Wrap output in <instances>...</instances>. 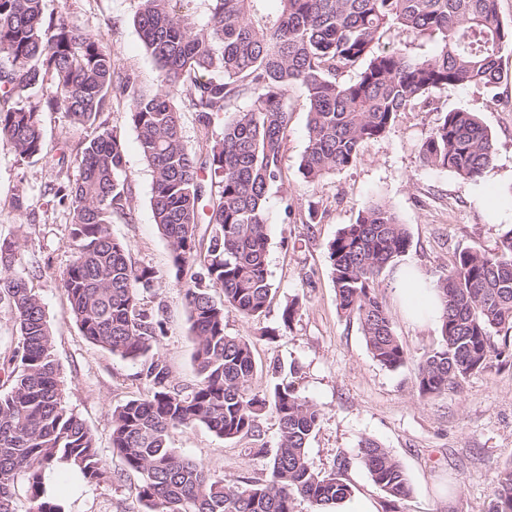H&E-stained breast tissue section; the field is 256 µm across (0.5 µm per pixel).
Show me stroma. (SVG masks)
Returning <instances> with one entry per match:
<instances>
[{
  "instance_id": "stroma-1",
  "label": "stroma",
  "mask_w": 512,
  "mask_h": 512,
  "mask_svg": "<svg viewBox=\"0 0 512 512\" xmlns=\"http://www.w3.org/2000/svg\"><path fill=\"white\" fill-rule=\"evenodd\" d=\"M43 4L45 15L64 16L71 26L102 36L122 70L134 73L143 85L154 84L155 64L132 22L133 0ZM500 64L502 79L494 90L468 85L436 94L438 112L475 113L493 136L496 159L489 178L476 186L421 162L419 146L438 112L401 113L387 136L364 145L354 166L314 185L304 182L298 166L307 145V107L301 89L290 91L286 180L282 192L271 194L267 203L266 264L274 290L259 319L234 313L224 319L226 334L252 342L254 391L273 385L272 365L294 367L297 392L322 413L308 446L310 463L322 472L343 467L353 497L369 500L374 512H386L388 502L362 462L363 438L380 441L403 466L412 492L401 512H486L497 472L512 462V365L495 360L445 393L420 395L414 364L381 367L358 324L340 312L328 258L329 242L343 225L355 222L361 205L370 200L390 205L408 229L409 247L396 266H416L428 279L442 275L456 251L496 247L512 228V209L491 214L492 201L512 190V48L502 52ZM103 117L124 138L133 207L132 220L113 218L111 233L127 244L135 265L155 271L142 298L147 307L163 310L165 334L157 353L177 382L194 384L195 341L171 252L154 224L152 170L139 151L125 106L109 103ZM41 119L47 159L17 165L9 145L0 140V238L21 243L16 269L45 306L66 408L84 421L104 460L116 469L120 463L111 454L112 410L146 397L142 364L113 355L80 333L61 284L72 259L71 217L43 194L56 177L53 157L63 148L75 151L94 131L71 125L60 112L43 113ZM18 194L25 198V210L12 206ZM312 205L318 209L315 224L306 221ZM392 278V272L383 273L376 292L398 340L420 356L438 345L440 326L408 319ZM296 297L302 300L301 311L291 329H282V309ZM273 328L280 334L271 339L266 332ZM168 445L220 478L262 480L267 475V458L253 454L254 442L248 438L228 441L196 425L171 431ZM137 482L130 473L113 484L66 487L62 496L67 512H145L134 493Z\"/></svg>"
}]
</instances>
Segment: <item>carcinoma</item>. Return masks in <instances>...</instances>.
<instances>
[{"label":"carcinoma","instance_id":"carcinoma-1","mask_svg":"<svg viewBox=\"0 0 512 512\" xmlns=\"http://www.w3.org/2000/svg\"><path fill=\"white\" fill-rule=\"evenodd\" d=\"M134 24L157 66L144 88L116 67L103 40L47 18L42 0H0V138L19 166L47 157L41 113L61 112L96 135L76 154L71 180L64 152L44 195L71 215L73 259L62 285L81 334L125 359L142 360L145 399L112 411L110 469L93 433L66 410L54 341L39 296L15 270L20 244L0 241V304L10 310L18 345L0 362L8 388L0 393V512H65L46 478L73 464L89 483L139 476L136 496L146 512H334L352 494L342 471L317 472L308 442L320 409L282 379L267 393L252 390L255 360L244 336H229V313L265 312L273 283L266 266L268 197L283 188V160L292 110L286 96L302 89L308 144L299 172L308 183L352 167L364 144L385 137L402 112H436L433 94L464 85L494 88L500 58L512 48V25L498 0H278L272 15L262 0H205L203 18L180 13L178 0H134ZM396 31L437 45L431 56L382 46ZM52 91L31 102L24 93ZM127 109L141 155L154 174V222L173 256L195 336L198 380L182 386L154 349L164 336L160 310L144 307L141 290L155 279L132 264L114 238L115 216L132 221L122 175L123 137L99 122L107 99ZM192 112L206 153L183 139L181 113ZM224 121L216 125V118ZM422 163L475 182L494 161L491 133L471 112H444L419 147ZM207 224L208 244L198 235ZM409 246L389 205L363 204L354 223L328 245L338 308L355 320L373 359L388 369L413 356L395 336L375 282ZM441 340L416 359L423 396L440 394L492 359L512 358V228L491 252L454 253L436 282ZM224 299L217 302L210 290ZM279 422L264 480L226 481L167 446L170 431L202 425L226 440L261 436L260 418ZM360 453L373 483L396 502L411 485L396 457L364 438ZM488 512H512V462L493 486Z\"/></svg>","mask_w":512,"mask_h":512}]
</instances>
